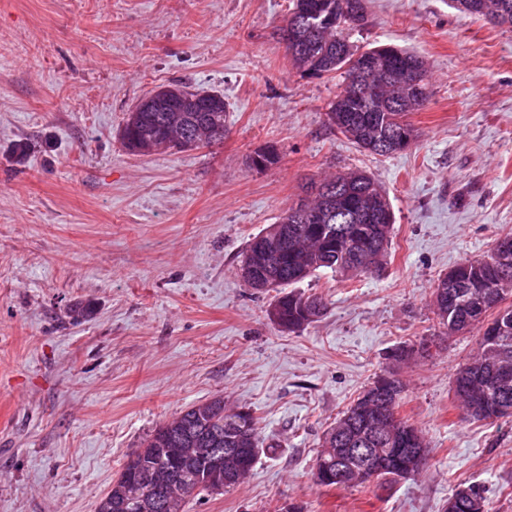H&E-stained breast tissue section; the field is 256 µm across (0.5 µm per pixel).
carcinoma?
<instances>
[{"instance_id":"1","label":"carcinoma","mask_w":512,"mask_h":512,"mask_svg":"<svg viewBox=\"0 0 512 512\" xmlns=\"http://www.w3.org/2000/svg\"><path fill=\"white\" fill-rule=\"evenodd\" d=\"M338 0H291L286 21L305 16L315 25L299 31L300 42L290 54L294 68L303 77L322 78L341 72L340 91L326 112L327 122L356 147L382 156L402 152L415 141L417 134L408 116L423 109L430 98V87L425 61L415 52L396 46L384 45L367 49V52L385 58L390 65L386 75L374 76L370 85L374 93H357L358 85L352 79V64L358 51L349 41L353 26L336 23ZM451 6L475 17L488 18L496 12L494 24L512 28V0H450ZM413 69L421 78L425 91L420 102L409 95L399 80L403 70ZM199 91L183 84L170 87V98L163 105H145L140 112L128 114L121 132L124 147L136 154L152 155L160 152V139L174 142L180 130L196 126L208 119L211 125L224 127L228 105L218 92H204L210 105L208 112H192L181 109V101L194 97ZM342 181L357 191V197L327 196L314 192ZM305 190L310 199L304 204L288 207L277 223L252 237L244 252L242 263L261 265L263 257L259 242L275 239L281 229L288 228V246L280 252L278 266L269 273L264 287L279 288L281 292L270 304L268 315H278L277 325L285 332H296L321 318L326 304L318 297L304 296L285 288L305 279L313 273L329 269L342 276L372 275L379 271L387 256L393 224L377 222L375 214L390 207L385 190L369 174L352 171L307 183ZM362 212L360 219L339 224L336 215L350 206ZM491 254L467 258L457 264V288L464 290H490L508 288L498 296L501 304L512 297V266L503 273L500 265L488 262ZM448 275L438 278L433 289V306L439 324L464 323V313L459 303H449ZM501 307L485 309L481 319L465 323L466 330L478 329L480 343L477 352L455 375L454 392L462 407H467L471 393H488L495 397L490 379L501 369L512 372V334L497 344L487 340L488 326L497 320ZM394 384L389 399L366 401L365 395L343 413L324 435L322 450L315 461L313 480L320 487L348 488L366 484L372 480L395 482L419 471L406 465L404 456L392 437L408 436L409 447H426L422 433L397 414L398 399L403 383L389 374ZM178 430L193 433L196 444L184 457L177 473L178 481L172 484L171 495L160 503L158 481L164 479L163 469L167 460L168 434ZM218 435L222 438H241V458L224 463V471L216 479L231 489L239 485L252 469L261 448L258 420L249 410L230 408L224 397L216 396L189 407L170 420L159 425L144 441L142 448L128 459L117 478L99 500L96 512H186L190 496L210 493L211 480L202 475L200 458L208 440ZM359 448H385L387 453L379 464V472L365 471L363 461L357 456ZM346 461L348 475L336 479V460ZM452 497L458 503L457 512H487L485 491L477 485L457 489Z\"/></svg>"}]
</instances>
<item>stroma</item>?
<instances>
[{"label": "stroma", "instance_id": "stroma-1", "mask_svg": "<svg viewBox=\"0 0 512 512\" xmlns=\"http://www.w3.org/2000/svg\"><path fill=\"white\" fill-rule=\"evenodd\" d=\"M365 5L354 47L417 52L432 90L409 116L414 144L383 157L329 127L340 75L293 67L289 0H0V512H96L155 428L218 395L256 416L264 449L188 512H442L471 484L512 512V417L463 415L452 383L478 335H444L431 302L440 276L512 236V31L448 0ZM175 83L223 94V141L127 151L128 113ZM267 147L279 162L250 168ZM355 170L392 206L386 262L295 284L327 311L281 331L243 251L310 179ZM430 337L432 355L390 360ZM391 369L425 466L384 487L316 486L325 431Z\"/></svg>", "mask_w": 512, "mask_h": 512}]
</instances>
